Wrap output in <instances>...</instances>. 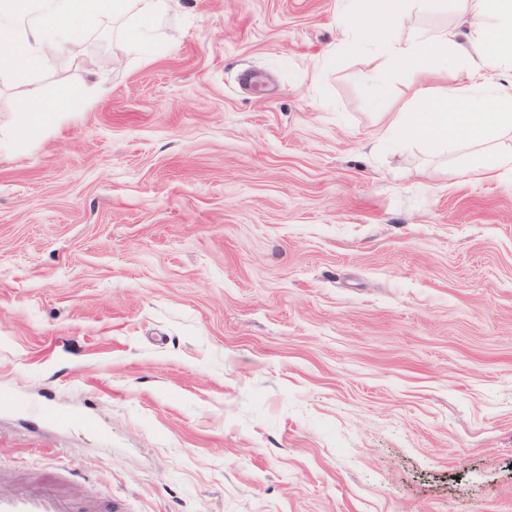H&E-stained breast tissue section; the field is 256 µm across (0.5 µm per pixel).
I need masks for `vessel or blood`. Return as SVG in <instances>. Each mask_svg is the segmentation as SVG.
<instances>
[{"mask_svg": "<svg viewBox=\"0 0 512 512\" xmlns=\"http://www.w3.org/2000/svg\"><path fill=\"white\" fill-rule=\"evenodd\" d=\"M62 485V478L51 474L38 484H19L0 491V512H106L95 501H77Z\"/></svg>", "mask_w": 512, "mask_h": 512, "instance_id": "1", "label": "vessel or blood"}]
</instances>
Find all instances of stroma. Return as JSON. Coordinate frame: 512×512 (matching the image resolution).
I'll list each match as a JSON object with an SVG mask.
<instances>
[{
	"label": "stroma",
	"instance_id": "35a3bbf8",
	"mask_svg": "<svg viewBox=\"0 0 512 512\" xmlns=\"http://www.w3.org/2000/svg\"><path fill=\"white\" fill-rule=\"evenodd\" d=\"M338 17L179 0L20 86L0 49V476L60 465L115 512H512V175L378 140L411 72L374 106L326 64ZM72 98V90L67 86H63L58 89L55 97L51 101H29L28 110L30 112L28 114L30 115L27 124L22 129L23 133L28 135L45 129L58 114L69 112ZM48 108L54 112H44Z\"/></svg>",
	"mask_w": 512,
	"mask_h": 512
}]
</instances>
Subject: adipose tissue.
<instances>
[{"instance_id": "1", "label": "adipose tissue", "mask_w": 512, "mask_h": 512, "mask_svg": "<svg viewBox=\"0 0 512 512\" xmlns=\"http://www.w3.org/2000/svg\"><path fill=\"white\" fill-rule=\"evenodd\" d=\"M423 0H341L339 42L369 59L370 77L385 89L391 64L413 65L411 109L387 115L381 136L476 148L472 173L512 172V0H458L467 30L452 28L417 40L390 38ZM175 0H0V44H14L8 65L25 82L46 54L68 52L73 40L103 18L126 19V44L138 52ZM465 62L463 84H434L452 69L449 49Z\"/></svg>"}]
</instances>
